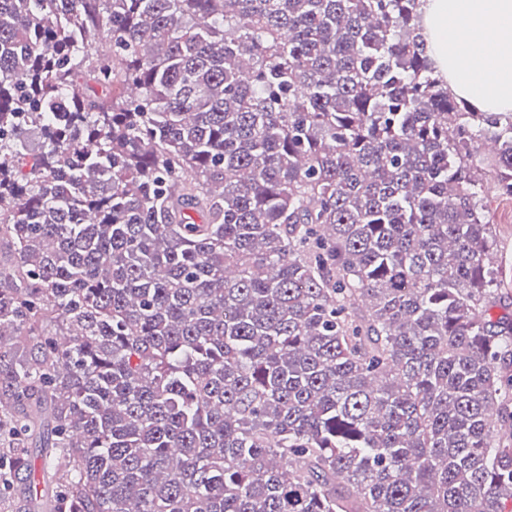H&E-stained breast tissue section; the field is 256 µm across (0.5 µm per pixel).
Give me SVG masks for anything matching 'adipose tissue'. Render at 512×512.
<instances>
[{
  "instance_id": "adipose-tissue-1",
  "label": "adipose tissue",
  "mask_w": 512,
  "mask_h": 512,
  "mask_svg": "<svg viewBox=\"0 0 512 512\" xmlns=\"http://www.w3.org/2000/svg\"><path fill=\"white\" fill-rule=\"evenodd\" d=\"M420 12L444 84L476 111L512 113V0H422Z\"/></svg>"
}]
</instances>
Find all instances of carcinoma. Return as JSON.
<instances>
[{"label":"carcinoma","mask_w":512,"mask_h":512,"mask_svg":"<svg viewBox=\"0 0 512 512\" xmlns=\"http://www.w3.org/2000/svg\"><path fill=\"white\" fill-rule=\"evenodd\" d=\"M419 5L0 0L16 512H505L512 114ZM489 224L495 239L493 250L494 266L498 267L503 287L508 295L501 300V306L493 308L495 315L512 314V197L498 196L486 191ZM511 292V295H510Z\"/></svg>","instance_id":"obj_1"}]
</instances>
